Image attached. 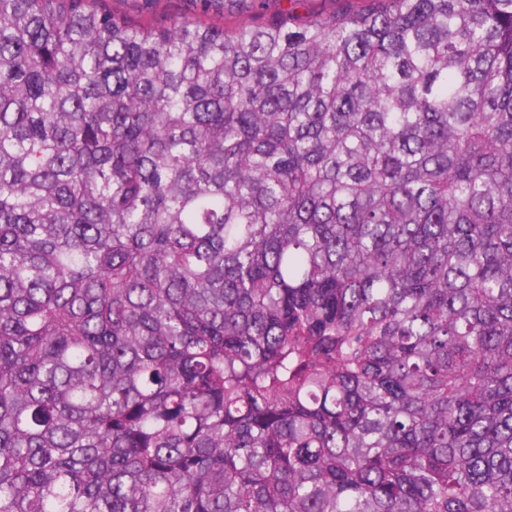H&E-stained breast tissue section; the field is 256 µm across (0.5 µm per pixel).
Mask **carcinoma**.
Segmentation results:
<instances>
[{"mask_svg":"<svg viewBox=\"0 0 512 512\" xmlns=\"http://www.w3.org/2000/svg\"><path fill=\"white\" fill-rule=\"evenodd\" d=\"M205 2L0 0V512H512V0ZM113 11L152 22L202 14L203 0H107Z\"/></svg>","mask_w":512,"mask_h":512,"instance_id":"obj_1","label":"carcinoma"}]
</instances>
